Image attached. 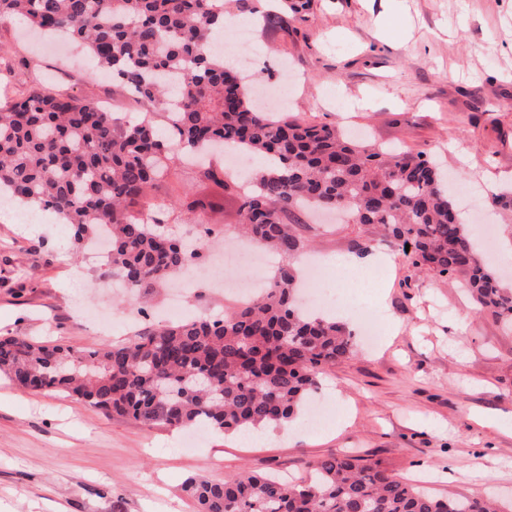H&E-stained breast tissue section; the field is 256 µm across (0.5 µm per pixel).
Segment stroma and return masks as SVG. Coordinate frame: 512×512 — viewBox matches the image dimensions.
Listing matches in <instances>:
<instances>
[{
    "label": "stroma",
    "mask_w": 512,
    "mask_h": 512,
    "mask_svg": "<svg viewBox=\"0 0 512 512\" xmlns=\"http://www.w3.org/2000/svg\"><path fill=\"white\" fill-rule=\"evenodd\" d=\"M237 54L257 85L287 84L283 111L367 140L436 159L469 189V233L493 226L491 270L512 288V0H314L306 22L273 36L249 21ZM19 23L0 20L13 72L0 97L52 88L111 102L126 120L144 109L80 50L51 52ZM312 255L360 257L349 288L381 340L356 336L349 358L325 375L320 427L303 421L247 442L113 419L73 398L31 393L0 377V512H196L187 478L221 481L244 471L307 478L308 460L352 449L395 477L440 497H496L512 512V327L477 312L447 278L413 268L371 227L317 223L300 213ZM373 245L367 253L358 246ZM65 225L31 208L0 207V335L83 349L128 335L133 295L88 273Z\"/></svg>",
    "instance_id": "stroma-1"
}]
</instances>
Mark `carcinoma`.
<instances>
[{"label":"carcinoma","mask_w":512,"mask_h":512,"mask_svg":"<svg viewBox=\"0 0 512 512\" xmlns=\"http://www.w3.org/2000/svg\"><path fill=\"white\" fill-rule=\"evenodd\" d=\"M273 35L304 22L313 0H274ZM21 17L86 47L150 111L175 102L173 126L122 122L97 102L32 90L0 104V195L53 211L76 241L103 233L108 262L128 290L148 297L182 272L186 249L161 232L174 207L173 145L220 142L271 161L256 191L239 195L224 167L196 176L240 197L239 232L285 260L258 298L221 318L194 316L143 328L121 341L74 350L28 336H0V373L22 389L77 397L108 416L181 429L246 434L292 422L319 378L353 351L334 320L306 314L288 261L303 249L290 216L303 206L341 208L377 226L415 268L459 276L477 305L512 325V289L478 256L439 168L418 152L341 137L335 127L262 111L246 76L210 50L224 0H0V18ZM305 482L247 473L191 479L197 512H495L491 502L438 498L376 463L339 451L309 463Z\"/></svg>","instance_id":"carcinoma-1"}]
</instances>
